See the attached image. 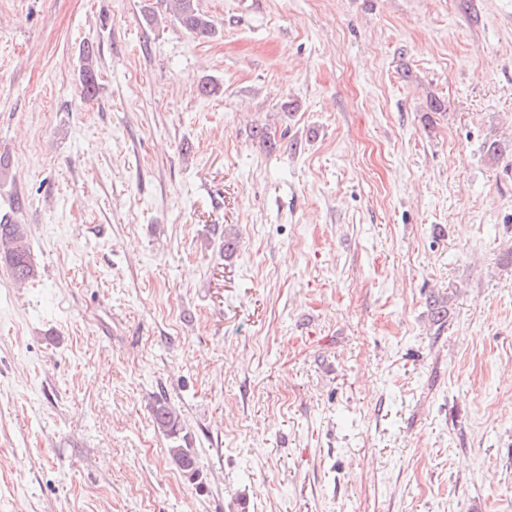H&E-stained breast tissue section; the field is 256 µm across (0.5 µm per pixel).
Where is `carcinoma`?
<instances>
[{"label": "carcinoma", "mask_w": 512, "mask_h": 512, "mask_svg": "<svg viewBox=\"0 0 512 512\" xmlns=\"http://www.w3.org/2000/svg\"><path fill=\"white\" fill-rule=\"evenodd\" d=\"M170 18L188 33L199 37H210L216 33L213 20L200 10L197 0H164ZM92 50L82 53L80 66L81 94L85 98L94 96L97 88V70ZM485 153L494 162L512 155V142L490 140L484 145ZM24 201L13 200V214L0 216V263L5 264L13 279L25 284L37 277L29 248V230L16 215L21 213ZM156 428L168 442V456L175 467L191 482L202 478L199 456L192 448V438L179 411L163 396L158 397L152 407Z\"/></svg>", "instance_id": "carcinoma-1"}]
</instances>
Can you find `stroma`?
<instances>
[{
  "label": "stroma",
  "mask_w": 512,
  "mask_h": 512,
  "mask_svg": "<svg viewBox=\"0 0 512 512\" xmlns=\"http://www.w3.org/2000/svg\"><path fill=\"white\" fill-rule=\"evenodd\" d=\"M199 6L0 0V512H512V0ZM170 18L195 37H210L216 33L213 20L200 10L196 0H163ZM92 50L87 47L82 53L81 66H80V84L81 94L84 98H91L94 96L97 88V70L96 60H94ZM5 264L21 285L37 277L29 248V230L16 217H0V263ZM156 428L168 442V456L175 467L190 481L202 478L199 456L192 448V438L179 411L163 396L157 397L152 407Z\"/></svg>",
  "instance_id": "35a3bbf8"
}]
</instances>
